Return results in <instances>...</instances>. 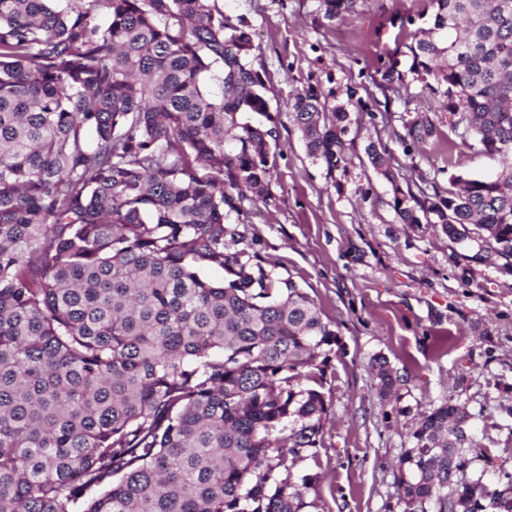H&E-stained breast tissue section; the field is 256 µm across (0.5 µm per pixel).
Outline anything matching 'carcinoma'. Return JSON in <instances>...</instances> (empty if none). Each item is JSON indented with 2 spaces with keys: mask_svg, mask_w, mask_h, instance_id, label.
Segmentation results:
<instances>
[{
  "mask_svg": "<svg viewBox=\"0 0 512 512\" xmlns=\"http://www.w3.org/2000/svg\"><path fill=\"white\" fill-rule=\"evenodd\" d=\"M407 76L456 116L462 142L503 158L418 198L386 149H366L404 224L512 258V0H425ZM356 0H322L332 21ZM104 21H99L97 15ZM250 25L209 0H0V512H308L330 404L336 330L289 278L237 248L228 223L266 197L279 114ZM220 66V94L204 80ZM310 85L292 114L308 154L345 162L354 89ZM247 113L262 117L257 123ZM332 119H327V114ZM418 114L405 150L436 141ZM207 267L224 271L217 282ZM382 399L403 379L375 360ZM469 415L425 414L396 463L403 512H512V471L472 464Z\"/></svg>",
  "mask_w": 512,
  "mask_h": 512,
  "instance_id": "cac0c4a2",
  "label": "carcinoma"
}]
</instances>
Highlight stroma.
I'll list each match as a JSON object with an SVG mask.
<instances>
[{
    "instance_id": "35a3bbf8",
    "label": "stroma",
    "mask_w": 512,
    "mask_h": 512,
    "mask_svg": "<svg viewBox=\"0 0 512 512\" xmlns=\"http://www.w3.org/2000/svg\"><path fill=\"white\" fill-rule=\"evenodd\" d=\"M216 4L229 23L251 26V61L266 72L279 113L271 197L244 201L239 230L268 270L309 293L338 334L319 457L297 466L322 475L312 512H402L394 463L421 416L449 400L470 413L475 446L512 470V262H480L483 240L401 223L390 184L366 154L372 143L386 148L400 182L414 189L424 178L444 187L451 175L499 166L460 140L452 116L420 84L389 96L379 88L382 64L410 39L401 16L423 10V0H357L333 22L320 0ZM311 85L339 100L356 88L372 112L350 126L345 163L333 171L308 155L290 112ZM430 109L440 139L405 153L407 124ZM378 357L405 378L399 398L379 400Z\"/></svg>"
}]
</instances>
